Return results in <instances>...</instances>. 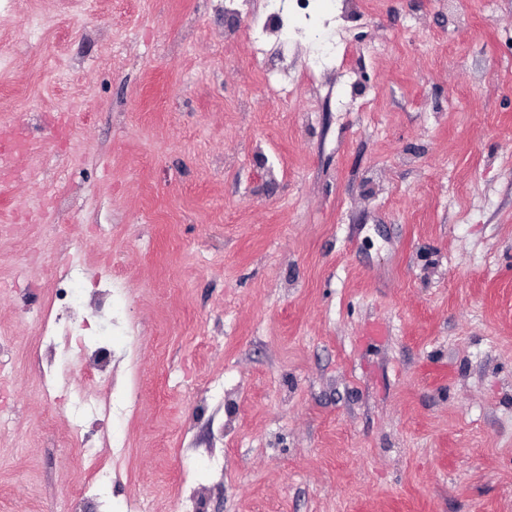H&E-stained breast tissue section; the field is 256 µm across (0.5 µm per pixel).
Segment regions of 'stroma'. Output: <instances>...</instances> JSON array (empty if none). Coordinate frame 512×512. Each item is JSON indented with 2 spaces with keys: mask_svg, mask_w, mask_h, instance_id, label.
<instances>
[{
  "mask_svg": "<svg viewBox=\"0 0 512 512\" xmlns=\"http://www.w3.org/2000/svg\"><path fill=\"white\" fill-rule=\"evenodd\" d=\"M224 0H0V512H512V0H367L294 108ZM85 384L36 320L65 278Z\"/></svg>",
  "mask_w": 512,
  "mask_h": 512,
  "instance_id": "35a3bbf8",
  "label": "stroma"
}]
</instances>
